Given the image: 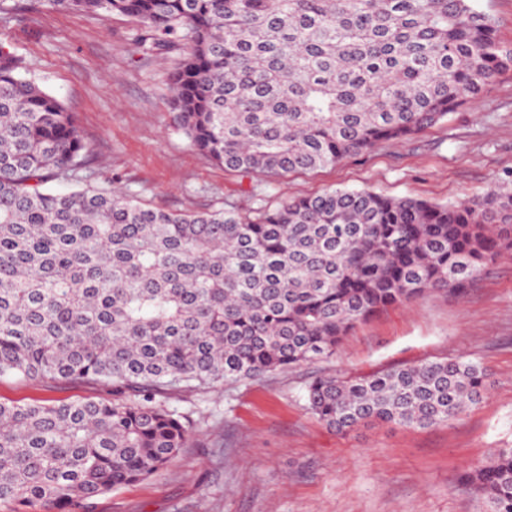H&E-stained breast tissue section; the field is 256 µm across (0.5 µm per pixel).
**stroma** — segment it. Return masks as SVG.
Returning a JSON list of instances; mask_svg holds the SVG:
<instances>
[{
  "instance_id": "stroma-1",
  "label": "stroma",
  "mask_w": 512,
  "mask_h": 512,
  "mask_svg": "<svg viewBox=\"0 0 512 512\" xmlns=\"http://www.w3.org/2000/svg\"><path fill=\"white\" fill-rule=\"evenodd\" d=\"M139 35L128 17L50 11L37 0H8L0 12V42L22 59L23 77L74 112L91 148L83 170L91 183L174 211L249 207V178L192 149L175 128L168 75L177 51L143 53ZM502 183L512 184V70L417 139L290 174L265 194L272 206L329 188L446 203ZM456 357L479 362L487 379L482 401L448 424L339 433L306 407L315 374ZM110 395L98 385L0 378L3 402ZM175 406L201 436L89 512H485L461 476L493 449L512 447V249L466 294L432 292L357 324L327 360L188 394Z\"/></svg>"
}]
</instances>
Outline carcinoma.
<instances>
[{
  "label": "carcinoma",
  "mask_w": 512,
  "mask_h": 512,
  "mask_svg": "<svg viewBox=\"0 0 512 512\" xmlns=\"http://www.w3.org/2000/svg\"><path fill=\"white\" fill-rule=\"evenodd\" d=\"M133 19L176 50L170 107L190 146L242 176L284 178L412 140L504 71L474 0H42ZM0 43V377L97 384L112 398L0 401V507L75 512L144 481L199 436L169 401L314 364L356 324L462 293L512 248V190L460 204L331 188L278 205L178 212L82 180L90 148L60 99ZM459 358L313 376L337 432L444 424L483 398ZM512 512V447L465 475Z\"/></svg>",
  "instance_id": "1"
}]
</instances>
